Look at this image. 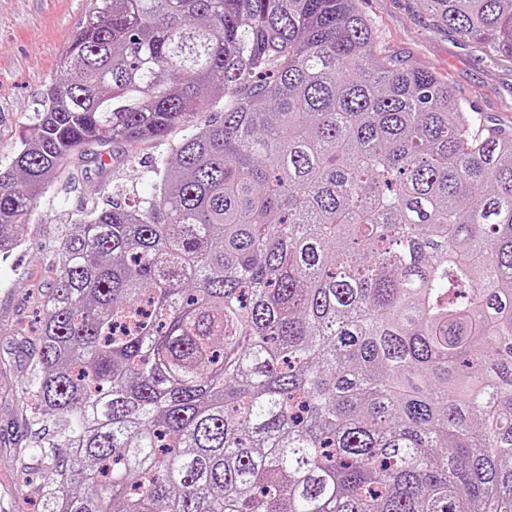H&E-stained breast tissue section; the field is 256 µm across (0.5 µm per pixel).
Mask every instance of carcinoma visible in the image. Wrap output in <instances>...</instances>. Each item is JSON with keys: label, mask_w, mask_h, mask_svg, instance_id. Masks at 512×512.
<instances>
[{"label": "carcinoma", "mask_w": 512, "mask_h": 512, "mask_svg": "<svg viewBox=\"0 0 512 512\" xmlns=\"http://www.w3.org/2000/svg\"><path fill=\"white\" fill-rule=\"evenodd\" d=\"M512 57V0H420ZM357 0H94L0 172V252L90 148L23 387L41 512H512V134Z\"/></svg>", "instance_id": "cac0c4a2"}]
</instances>
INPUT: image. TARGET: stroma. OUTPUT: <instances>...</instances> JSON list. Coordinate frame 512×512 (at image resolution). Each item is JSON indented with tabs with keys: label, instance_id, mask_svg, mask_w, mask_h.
I'll use <instances>...</instances> for the list:
<instances>
[{
	"label": "stroma",
	"instance_id": "35a3bbf8",
	"mask_svg": "<svg viewBox=\"0 0 512 512\" xmlns=\"http://www.w3.org/2000/svg\"><path fill=\"white\" fill-rule=\"evenodd\" d=\"M92 0H0V170L21 130L32 124L43 94L59 77V60L83 26ZM375 19L388 53L441 76L490 126L512 131V58L488 57L438 25L418 0H359ZM164 144H139L135 158L119 145L102 159L76 163L37 199L20 245L0 255V512H31L40 469L27 450L39 436L21 388L31 373L40 300L70 224L113 195L146 197Z\"/></svg>",
	"mask_w": 512,
	"mask_h": 512
}]
</instances>
